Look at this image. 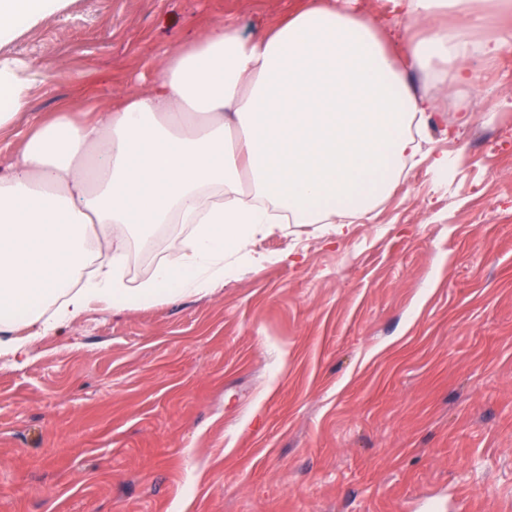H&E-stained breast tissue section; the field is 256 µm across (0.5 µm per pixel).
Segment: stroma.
<instances>
[{"label": "stroma", "mask_w": 512, "mask_h": 512, "mask_svg": "<svg viewBox=\"0 0 512 512\" xmlns=\"http://www.w3.org/2000/svg\"><path fill=\"white\" fill-rule=\"evenodd\" d=\"M297 0H69L5 53L33 62L26 112L90 113L148 88V50L210 22L270 26ZM478 92L427 121L456 159L424 167L350 225L276 224L254 242L289 266L240 265L210 294L112 315L0 358V512H424L463 491L512 512V46L473 55ZM473 124L442 131L461 109ZM193 231L116 242L130 285Z\"/></svg>", "instance_id": "obj_1"}]
</instances>
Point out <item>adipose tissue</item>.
Instances as JSON below:
<instances>
[{"label":"adipose tissue","mask_w":512,"mask_h":512,"mask_svg":"<svg viewBox=\"0 0 512 512\" xmlns=\"http://www.w3.org/2000/svg\"><path fill=\"white\" fill-rule=\"evenodd\" d=\"M388 15L424 35L390 51L385 26L335 0H304L253 33L219 19L179 50L144 92L99 119L68 104L37 121L14 162L0 166V355L26 335L61 333L95 302L113 312L205 294L273 224H325L344 234L398 186L406 166L443 182L455 165L422 128L437 111L411 73L472 89L473 52L494 59L512 30L474 46L484 20L473 0H388ZM66 0H0V46ZM462 21L442 24L448 12ZM31 64L0 53V129L26 110ZM190 224L184 248L137 286L112 240Z\"/></svg>","instance_id":"1"}]
</instances>
